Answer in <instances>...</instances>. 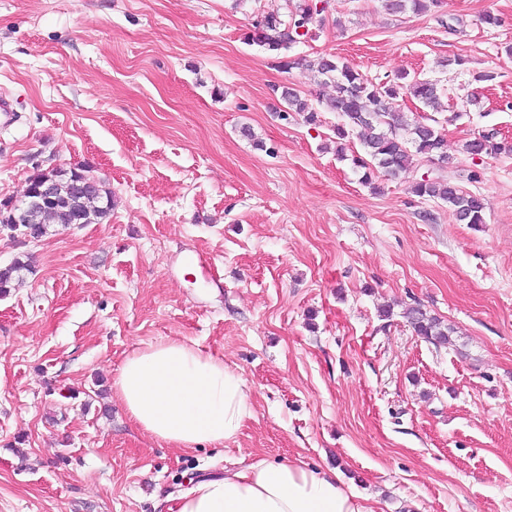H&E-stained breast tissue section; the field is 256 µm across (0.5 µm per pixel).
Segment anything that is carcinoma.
Segmentation results:
<instances>
[{
	"instance_id": "obj_1",
	"label": "carcinoma",
	"mask_w": 512,
	"mask_h": 512,
	"mask_svg": "<svg viewBox=\"0 0 512 512\" xmlns=\"http://www.w3.org/2000/svg\"><path fill=\"white\" fill-rule=\"evenodd\" d=\"M324 0H299L289 20L276 13L264 15L247 34L252 43L277 60V67L289 70L298 59L288 56L289 49L309 35L317 16L325 11L318 7ZM437 0H386V6L394 13L407 10L425 12L436 5ZM304 32H298V29ZM310 66L335 88V95L324 99L327 110L336 112L342 123L334 129L336 138L346 139L355 133L359 137L365 156L353 158V164L364 170L362 182L369 183L374 168L392 175L409 169L414 155H424L439 163L448 162L443 150L445 139L439 130L426 121L409 123L395 106V102L410 96L426 108H437L442 88L439 82L418 77L399 75L395 79L375 82L365 78L348 63L334 57H319ZM280 92L289 112H301L310 125L318 122L317 109L297 93L283 86L273 88ZM507 146L496 140L490 132H480L465 143V152L471 158L499 155ZM73 170H58L62 184L59 201L42 215L40 224H10L8 228L16 236L26 238L43 235L51 224H92L105 218L112 210V191L102 181L96 186L77 190L73 186ZM412 192L418 197L438 199L448 204L452 216L461 224L484 223L487 199L476 193H465L449 182L420 179L412 183ZM27 264L17 260L8 267L0 268V295L9 293L15 274ZM404 317L417 335L434 345H448L453 328L445 326L430 316L419 305L410 306Z\"/></svg>"
}]
</instances>
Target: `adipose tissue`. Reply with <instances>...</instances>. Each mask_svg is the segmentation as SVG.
I'll return each instance as SVG.
<instances>
[{
	"instance_id": "ef3b65f1",
	"label": "adipose tissue",
	"mask_w": 512,
	"mask_h": 512,
	"mask_svg": "<svg viewBox=\"0 0 512 512\" xmlns=\"http://www.w3.org/2000/svg\"><path fill=\"white\" fill-rule=\"evenodd\" d=\"M114 390L130 419L178 448L220 446L251 406L243 379L194 344L162 341L128 356ZM174 512H374L333 470L260 460L193 480Z\"/></svg>"
}]
</instances>
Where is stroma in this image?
<instances>
[{
  "mask_svg": "<svg viewBox=\"0 0 512 512\" xmlns=\"http://www.w3.org/2000/svg\"><path fill=\"white\" fill-rule=\"evenodd\" d=\"M295 2L0 0V200L81 168L114 201L24 245L0 226V267L28 264L0 295V512H169L258 459L337 470L377 512H512V153L463 150L481 130L512 144V0H330L284 71L244 36ZM322 55L441 81L437 110L400 108L435 119L449 164L363 184L338 115L307 124L275 91L333 94ZM423 176L486 196L484 224L414 196ZM416 304L451 344L416 334ZM168 340L244 380L252 413L223 446L156 442L115 397L125 358Z\"/></svg>",
  "mask_w": 512,
  "mask_h": 512,
  "instance_id": "1",
  "label": "stroma"
}]
</instances>
